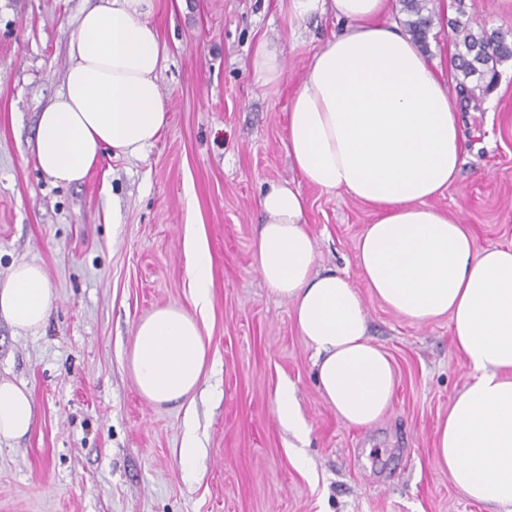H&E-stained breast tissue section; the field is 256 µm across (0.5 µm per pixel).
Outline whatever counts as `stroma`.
<instances>
[{
    "label": "stroma",
    "mask_w": 512,
    "mask_h": 512,
    "mask_svg": "<svg viewBox=\"0 0 512 512\" xmlns=\"http://www.w3.org/2000/svg\"><path fill=\"white\" fill-rule=\"evenodd\" d=\"M288 2L158 0L169 121L140 156L105 151L83 182L67 183L43 174L28 145L62 87L87 0H0V281L38 262L52 301L34 333L0 317V380L25 385L34 402L30 434L0 442V512H492L436 461V425L469 380L448 318L413 322L373 297L356 259L372 207L302 182L290 163V103L341 24L293 16ZM465 10L448 16L512 40L506 0H465ZM262 39L285 61L272 85L252 72ZM458 112L460 174L432 205L465 224L477 249L511 243L512 61ZM284 181L307 198L317 268L352 281L371 340L393 360V403L371 427L349 426L324 400L289 303L255 269L259 198ZM193 239L212 258L205 367L187 399L154 404L131 371L135 328L155 309L190 307ZM283 381L296 388L305 442L277 418ZM298 453L310 473L293 465Z\"/></svg>",
    "instance_id": "35a3bbf8"
}]
</instances>
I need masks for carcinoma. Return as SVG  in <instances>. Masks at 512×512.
<instances>
[{
    "label": "carcinoma",
    "mask_w": 512,
    "mask_h": 512,
    "mask_svg": "<svg viewBox=\"0 0 512 512\" xmlns=\"http://www.w3.org/2000/svg\"><path fill=\"white\" fill-rule=\"evenodd\" d=\"M427 0H399V13L404 15L401 21L403 31L419 46H426L427 36L433 25V16L426 6ZM455 34L457 52L453 55L456 71L462 75L459 82L460 93L464 101L476 99V92L490 90L502 62L512 59V43L499 30H487L482 27L473 31L460 20H450Z\"/></svg>",
    "instance_id": "carcinoma-1"
}]
</instances>
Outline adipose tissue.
I'll return each mask as SVG.
<instances>
[{"label":"adipose tissue","mask_w":512,"mask_h":512,"mask_svg":"<svg viewBox=\"0 0 512 512\" xmlns=\"http://www.w3.org/2000/svg\"><path fill=\"white\" fill-rule=\"evenodd\" d=\"M290 8L328 12L344 26L310 59L288 112V156L309 184L374 208L357 246L372 294L414 322L448 317L470 381L436 428L437 462L471 501L512 512V246L476 250L464 226L431 205L459 171L457 103L437 62L386 22L390 0H290ZM155 9L156 0H96L81 15L62 88L38 117L32 153L48 177L82 182L104 149L136 156L159 138L169 105ZM259 204L255 266L290 303L323 398L348 425L376 423L396 378L369 338L360 293L339 272L315 271L298 188L271 185ZM192 288L193 309L165 306L136 326L131 366L150 402L186 399L199 382L206 345L197 315L211 303L203 249ZM50 303L37 264H17L0 284V315L19 330L42 326ZM33 423L30 392L0 382V441L24 437Z\"/></svg>","instance_id":"ef3b65f1"}]
</instances>
